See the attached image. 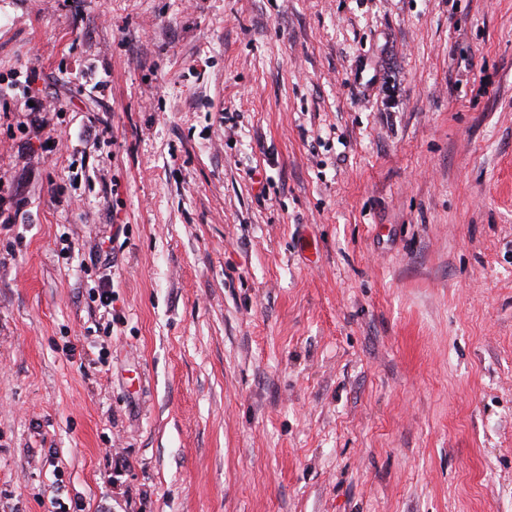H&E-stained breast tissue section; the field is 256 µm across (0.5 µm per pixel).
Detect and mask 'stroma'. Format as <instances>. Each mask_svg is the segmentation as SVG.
<instances>
[{
  "label": "stroma",
  "mask_w": 512,
  "mask_h": 512,
  "mask_svg": "<svg viewBox=\"0 0 512 512\" xmlns=\"http://www.w3.org/2000/svg\"><path fill=\"white\" fill-rule=\"evenodd\" d=\"M54 497L512 512V0H0V512Z\"/></svg>",
  "instance_id": "35a3bbf8"
}]
</instances>
